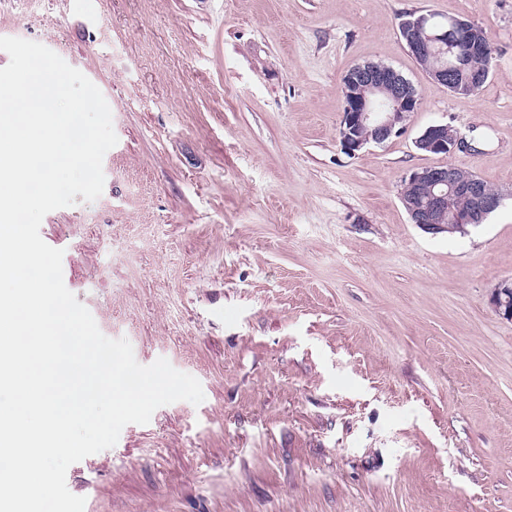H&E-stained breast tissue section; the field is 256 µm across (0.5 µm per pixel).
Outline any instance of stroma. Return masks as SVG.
<instances>
[{
  "instance_id": "stroma-1",
  "label": "stroma",
  "mask_w": 512,
  "mask_h": 512,
  "mask_svg": "<svg viewBox=\"0 0 512 512\" xmlns=\"http://www.w3.org/2000/svg\"><path fill=\"white\" fill-rule=\"evenodd\" d=\"M487 32L475 94L432 81L409 15ZM102 92L117 144L93 202L48 213L66 287L143 365L205 399L159 407L67 471L84 512H512V0H0ZM381 62L420 98L406 131L338 142L346 72ZM449 124L465 146L418 150ZM453 165L504 195L433 236L400 201ZM510 294H512V281H502L492 293L491 305L498 315L505 319L512 320V303L510 301Z\"/></svg>"
}]
</instances>
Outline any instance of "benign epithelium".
Segmentation results:
<instances>
[{
	"instance_id": "obj_1",
	"label": "benign epithelium",
	"mask_w": 512,
	"mask_h": 512,
	"mask_svg": "<svg viewBox=\"0 0 512 512\" xmlns=\"http://www.w3.org/2000/svg\"><path fill=\"white\" fill-rule=\"evenodd\" d=\"M429 21V15L420 14L400 23L405 43L417 58L429 55L435 45L448 48L450 31L469 39L475 30L474 23L450 17L440 26V32L432 33ZM430 77L451 93L461 89L446 65L431 68ZM388 87L393 93L382 104L378 94ZM343 100L338 139L342 150L353 156L372 144L380 145L401 135L410 114L420 104L416 89L394 68L374 64H360L346 73ZM415 146L424 152L449 155L464 147V141L452 127L434 124L417 137ZM402 184L400 199L411 223L432 235L477 226L498 209L503 200L501 192L488 188L474 176L462 177L459 168L449 164L413 169ZM455 197L470 200L471 208L449 212L448 200ZM491 305L498 315L512 320L511 280L498 284L492 293Z\"/></svg>"
}]
</instances>
